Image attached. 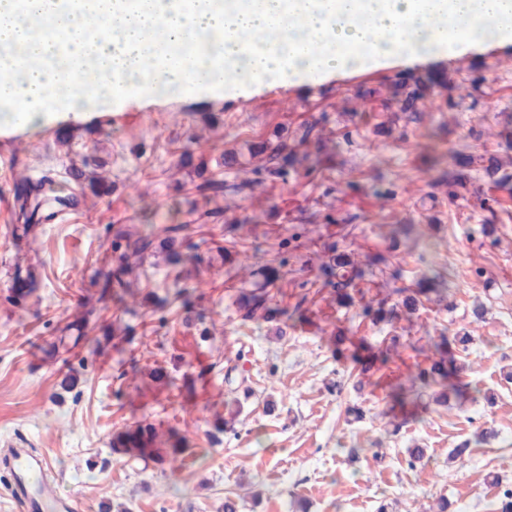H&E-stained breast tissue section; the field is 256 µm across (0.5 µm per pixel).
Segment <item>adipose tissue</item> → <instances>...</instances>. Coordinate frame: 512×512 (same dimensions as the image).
<instances>
[{
  "instance_id": "obj_1",
  "label": "adipose tissue",
  "mask_w": 512,
  "mask_h": 512,
  "mask_svg": "<svg viewBox=\"0 0 512 512\" xmlns=\"http://www.w3.org/2000/svg\"><path fill=\"white\" fill-rule=\"evenodd\" d=\"M0 0V50L16 75L0 95L9 120L31 124L70 114L108 112L124 98L177 85L204 91L198 72L236 73L225 93L313 76L378 69L397 60L453 58L485 42L512 43V0ZM440 27L428 23L429 15ZM493 16L490 38L476 21ZM316 40L321 56L302 53ZM143 54L156 59L140 67Z\"/></svg>"
}]
</instances>
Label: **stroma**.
<instances>
[{
	"label": "stroma",
	"mask_w": 512,
	"mask_h": 512,
	"mask_svg": "<svg viewBox=\"0 0 512 512\" xmlns=\"http://www.w3.org/2000/svg\"><path fill=\"white\" fill-rule=\"evenodd\" d=\"M414 82L431 85L433 111H403L395 90ZM56 127L0 121V153L15 156L0 170V454L44 453L78 512H224L228 499L238 512L299 500L308 512H430L443 496L455 512H494L512 485V383L500 375L512 363V181L494 185L485 166L512 173V45L243 94L133 96L75 121L65 143ZM279 144L294 164L266 176ZM41 173L60 191L83 180L85 204L64 223L32 225L7 204L15 179ZM227 175L252 190L200 192ZM167 224L182 225L178 240ZM149 231L152 247L132 255ZM339 252L372 303L421 289L412 320L372 323L317 283ZM120 261L123 285L101 300ZM33 262L19 309L10 278ZM264 282L301 320L243 318ZM464 326L470 396L415 419L390 411L408 339ZM340 336L401 346L357 391ZM159 368L167 384L153 381ZM137 423L185 449L177 467L113 455V436ZM482 427L493 444L474 442ZM466 439L468 455L450 458ZM416 444L426 455L412 467Z\"/></svg>",
	"instance_id": "35a3bbf8"
}]
</instances>
